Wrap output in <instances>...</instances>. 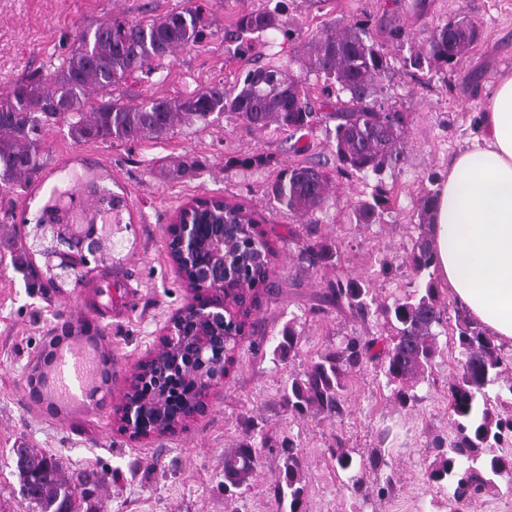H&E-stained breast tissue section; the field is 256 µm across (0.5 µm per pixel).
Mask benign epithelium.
<instances>
[{
  "label": "benign epithelium",
  "mask_w": 512,
  "mask_h": 512,
  "mask_svg": "<svg viewBox=\"0 0 512 512\" xmlns=\"http://www.w3.org/2000/svg\"><path fill=\"white\" fill-rule=\"evenodd\" d=\"M229 209V201L222 195L195 198L180 206L165 227L169 257L190 295L164 326L157 348L141 359L135 372L125 381L118 412L125 431L134 441L173 433L179 427L176 423L159 433L144 431L147 409L163 412V400L144 406L129 395L134 388L150 392L158 384L161 371L152 374L145 370V365L157 361L160 354H168L183 369L202 374L201 401L187 414V421L204 415L210 392L224 384L227 337L241 336L242 313L251 310L254 304L250 295L238 294L244 265L238 242L248 239L252 262L266 268L271 266L270 244L257 231V226L230 217ZM200 223L207 225L206 232H200ZM45 228L58 244L51 256L60 260L58 267L64 272L76 273L88 263V257L106 255L107 238L96 228L90 231L84 224H47ZM83 340L97 343V338L81 335L74 324L68 322L45 338L42 349L29 365V398L53 415L61 413L49 393L58 352L70 342ZM94 372L97 385L90 398L95 400L96 407L104 409L111 404L112 361L96 365Z\"/></svg>",
  "instance_id": "7a95c632"
}]
</instances>
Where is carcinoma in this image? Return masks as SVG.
<instances>
[{"label": "carcinoma", "instance_id": "1", "mask_svg": "<svg viewBox=\"0 0 512 512\" xmlns=\"http://www.w3.org/2000/svg\"><path fill=\"white\" fill-rule=\"evenodd\" d=\"M210 24L202 7L171 10L141 20L113 18L92 31H84L77 45L51 69L17 82L0 93V189L7 192L28 182L46 166V137L65 126L73 142L103 144L161 139L174 132L182 119L205 125L212 116L230 114L250 131L273 125L291 136L308 132L317 123L335 122L337 170L367 178L404 161L403 141L411 113L383 106L374 98L378 83L390 70V58L383 45L355 24L341 33L322 32L308 42V74L323 80L324 101L329 112L316 111L303 82L274 65H255L229 85L221 82L201 86L180 97L152 94L138 103L127 101L125 87L141 74L155 70V63L180 48L191 47L208 38ZM277 31L292 39L284 9L280 6L252 10L238 16L225 38L242 40L250 35ZM483 31L465 14L433 29L425 47L411 65L458 68L467 51ZM330 176L319 166L297 165L278 173L271 192L277 204L319 221ZM92 197L86 223L96 224L105 209L118 213L122 199L91 181L85 186ZM436 191L425 193L418 209L419 233L412 240L404 263L419 284L401 299L381 303L369 297L371 289L361 279L348 278L324 295V301L346 308L365 320L371 312L383 315L394 330L382 350L372 352L375 341L346 337L336 347L317 355L303 374L295 377L284 394L293 415L316 411L339 417L345 411L343 392L346 378L367 361H377L391 384L395 398L405 407L414 403V385L439 353L438 333L447 306L434 285L433 226ZM390 208L388 190L378 179L371 199L354 211L358 224H373ZM68 213L54 201L44 207L38 224H66ZM460 347L459 368L448 393V415L457 429L450 448L437 449L427 462L428 480L448 489V512H460L474 498L496 487L495 479L512 478V457L492 453V448L512 435V384L509 397L495 394L500 411L489 408V391L504 372L503 345L478 324L462 306L455 308ZM301 336L293 324L280 332L274 352L283 360L294 354ZM197 378L181 377L168 370L160 385L166 415L149 413L144 425L155 429L166 417L180 419L188 402H197ZM261 445L267 444L262 438ZM257 442L248 438L224 457V489H237L249 480L259 458ZM20 492L31 512H104L101 490L105 476L95 468L76 478L65 475L60 461L24 443L13 449ZM336 467L358 492L369 496L364 477L385 466V454L374 450L366 458H355L350 450L333 451ZM306 492L304 467L295 448H282L274 497L280 510L303 512Z\"/></svg>", "mask_w": 512, "mask_h": 512}]
</instances>
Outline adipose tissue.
I'll list each match as a JSON object with an SVG mask.
<instances>
[{"label":"adipose tissue","mask_w":512,"mask_h":512,"mask_svg":"<svg viewBox=\"0 0 512 512\" xmlns=\"http://www.w3.org/2000/svg\"><path fill=\"white\" fill-rule=\"evenodd\" d=\"M432 248L453 299L512 341V73L494 85L475 141L437 188Z\"/></svg>","instance_id":"1"}]
</instances>
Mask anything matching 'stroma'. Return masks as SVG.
Segmentation results:
<instances>
[{"label": "stroma", "instance_id": "obj_1", "mask_svg": "<svg viewBox=\"0 0 512 512\" xmlns=\"http://www.w3.org/2000/svg\"><path fill=\"white\" fill-rule=\"evenodd\" d=\"M285 2L295 40L275 33L243 50L225 40V32L240 14L274 7L276 0H0V92L57 63L83 31L108 18L135 20L201 4L212 36L142 75L128 90L131 101L230 82L256 63L302 75L299 51L308 38L359 23L391 58L378 100L413 116L404 162L378 180L337 172L332 136L322 124L303 137L307 149L300 153L288 134L273 127L250 131L228 115L133 144H76L66 129L53 131L46 141L48 165L22 187L0 193V512H28L12 458L22 442L59 458L69 474L103 471L107 512H276L273 489L286 442L303 460L305 512H436L435 502L446 499L447 489L429 482L425 460L456 434L448 418V386L459 357L454 312L446 314L440 354L428 379L416 384L412 406L396 403L370 361L348 378L343 416L292 415L283 395L289 378L343 337L391 335L382 316L363 322L322 303L321 296L350 277L368 280L378 299L389 302L415 289L404 259L416 235L419 201L430 188L427 177L446 176L449 159L471 145L488 93L500 74L512 71V0ZM459 12L484 31L459 69L411 67L433 29ZM297 164L319 165L330 174L319 223H301L272 198L277 174ZM70 177L96 179L124 195L126 204L110 230L111 260L89 261L76 277L62 274L46 256L52 240L35 227L53 189ZM379 181L392 191L388 212L379 223H356L355 205ZM210 194L249 208L277 254L269 285L256 290L235 363L223 387L210 394L207 412L174 433L133 441L113 407L92 409L84 398H71L56 417L34 405L28 366L54 326L76 318L103 329L98 347L112 357V400L120 402L125 377L158 345L161 329L188 296L168 256L164 228L183 202ZM320 241L334 243L336 254L309 266L307 248ZM385 262L391 274H383ZM290 323L302 339L295 356L281 361L274 347ZM257 434L268 443L255 472L246 487L225 492V452ZM337 448L357 457L384 449L388 491L363 500L337 470Z\"/></svg>", "mask_w": 512, "mask_h": 512}]
</instances>
